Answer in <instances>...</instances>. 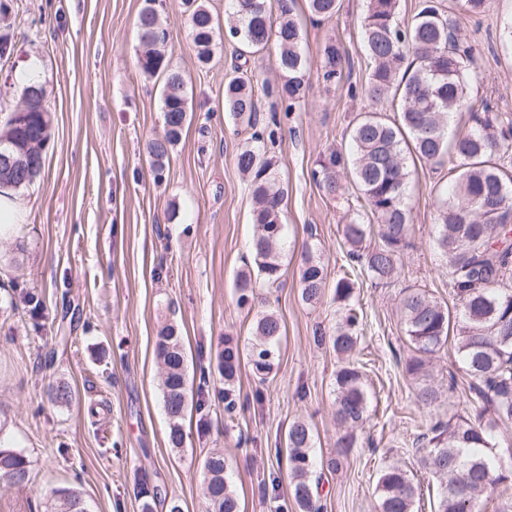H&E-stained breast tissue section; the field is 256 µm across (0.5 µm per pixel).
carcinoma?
<instances>
[{"label": "carcinoma", "mask_w": 512, "mask_h": 512, "mask_svg": "<svg viewBox=\"0 0 512 512\" xmlns=\"http://www.w3.org/2000/svg\"><path fill=\"white\" fill-rule=\"evenodd\" d=\"M157 0H144L137 17L140 40L148 46L139 57L147 78L161 82L160 94L164 133L148 143V157L155 175H162L170 154L180 142L189 122L186 83L164 52L157 49L168 33L160 23ZM227 36L238 44V57L263 51L275 42L284 81L278 88L281 99L296 102L305 96L306 58L302 32L294 21L296 0H276L279 21L273 20L268 0H232ZM308 11L328 19L339 10V0H306ZM188 24L198 59L206 61L213 51L220 23L203 0H187ZM459 23L453 8L439 0H419L411 24L399 20L397 0H368L362 20V44L371 61L365 93L380 110L360 114L350 129L352 158L333 151L314 171L325 192L342 189L339 172L352 165L354 182L363 195L368 213L376 220L381 243L364 245L370 225L354 220L343 225L348 247V266L360 271L376 285H389L399 274L398 259L408 247L411 210L406 203L409 169L407 155L433 165L452 164L454 181L449 201L438 213L437 248L448 262L449 286L457 301L456 349L470 378L477 403L465 414L432 425L421 435L420 465L440 483L436 512H479L482 495L509 478L512 470L502 461L483 453L490 448L498 424L512 421V175L495 162L512 151V116L485 109L473 116L475 126L448 136L452 114L466 108L468 76L474 63L473 49L460 44ZM327 81L342 76L344 54L329 42L323 49ZM237 76L224 87L227 109L248 127L258 122L253 94V77L236 67ZM396 108L398 117L387 115ZM51 138V115L29 112L21 125L5 122L0 143H31L35 168L27 180L0 168V187L21 191L40 175L46 142ZM248 145L236 155V165L247 177L254 209L255 235L252 263L236 275L238 302L256 298V288L272 287L283 276L282 239L288 188L276 176L274 157L268 155V138L251 135ZM356 281L344 274L336 280L334 295L344 303L342 323L330 340L343 364L335 375V415L339 425L349 429L361 425L367 412V392L362 366L353 360L360 343L359 313L351 303ZM301 300L319 304L327 288L321 258L305 253L299 269ZM400 309L405 335L413 350L406 359L405 372L418 381L416 400L426 408L436 406L440 393L431 383L429 359L448 343L451 315L448 306L434 300L420 288L402 291ZM282 335L279 318L263 313L255 328V341L246 354L255 376L266 379L275 367V350ZM161 366L163 406L170 421L168 444H184L181 420L188 409L192 383L189 379L183 338L173 325L163 327L156 341ZM224 383L235 376L241 362L238 347L224 343L218 354ZM314 434L309 423L298 420L288 429L286 452L292 476L293 497L300 512H320L309 476L317 459L313 453ZM224 451L215 449L203 462L202 493L209 512H238L239 504L226 480ZM0 480L23 488L30 482L29 461L12 448H0ZM375 493L380 512H413L417 487L406 470L388 464L378 471ZM53 512H88L82 493L75 488L54 492Z\"/></svg>", "instance_id": "carcinoma-1"}]
</instances>
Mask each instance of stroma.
Masks as SVG:
<instances>
[{"instance_id":"stroma-1","label":"stroma","mask_w":512,"mask_h":512,"mask_svg":"<svg viewBox=\"0 0 512 512\" xmlns=\"http://www.w3.org/2000/svg\"><path fill=\"white\" fill-rule=\"evenodd\" d=\"M143 0H0V37L10 47L0 60V124L23 101L18 73L36 58L35 82L46 92L52 135L44 167L17 193L22 222L0 241V442L30 462L31 481L0 485V512H49L56 489H80L89 512H141V485L157 488L155 512L178 501L183 512H207L202 463L220 448L241 512H299L280 454L290 424L308 421L314 433L322 512H379L376 474L386 464L414 474V512H435L439 484L417 465L416 441L431 419L464 414L469 382L454 345L431 358L442 397L434 409L415 400L406 375L409 344L398 302L405 287L421 288L450 311L458 306L448 266L437 251L439 207L448 196V168L409 165L411 246L388 287L358 279L363 310L360 357L367 363L368 410L357 444L337 453L342 434L334 416L339 360L330 335L343 311L331 290L344 272L343 224L362 215L363 199L350 170L341 193L328 195L312 178L332 151L348 148L349 128L374 110L363 86L368 59L361 44L367 0H340L333 18L318 21L298 0L308 90L291 112L275 94L282 81L276 46L248 57L246 67L265 90L259 123L277 116L272 152L288 186L284 211V276L264 289L266 305H239L234 280L250 258L253 201L236 167L251 134L224 103L236 46L217 36L212 58L200 64L184 0H158L169 32L166 52L186 79L191 122L154 180L147 144L163 133L159 83L142 75L136 18ZM461 36L476 55L469 98L474 112L512 114V0H487L469 12L449 0ZM343 45L344 76L323 82V48ZM320 255L330 287L317 307L300 298L304 251ZM41 300L31 312L20 292ZM279 315L283 332L277 368L259 380L241 364L231 386L244 413L228 418L219 393L224 380L217 349L229 341L248 350L256 315ZM177 326L189 376L201 402H190L183 448L167 443L168 419L156 358L159 329ZM69 386V403L51 387Z\"/></svg>"}]
</instances>
